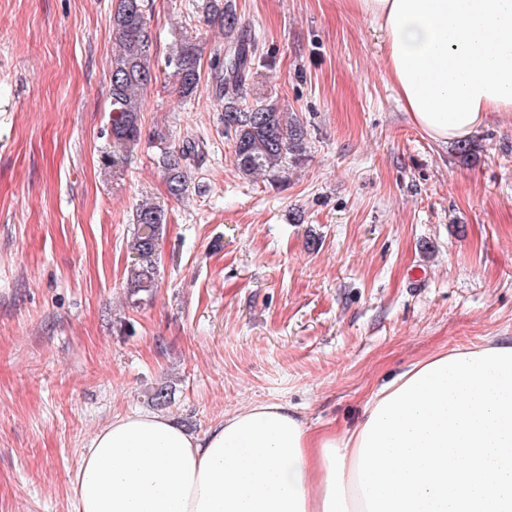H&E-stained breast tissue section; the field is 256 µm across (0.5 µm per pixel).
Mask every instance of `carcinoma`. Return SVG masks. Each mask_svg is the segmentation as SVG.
<instances>
[{
  "instance_id": "obj_1",
  "label": "carcinoma",
  "mask_w": 512,
  "mask_h": 512,
  "mask_svg": "<svg viewBox=\"0 0 512 512\" xmlns=\"http://www.w3.org/2000/svg\"><path fill=\"white\" fill-rule=\"evenodd\" d=\"M150 9L149 0H117L112 14L118 49L112 55L110 77V144L102 155L108 169L123 167L141 139L142 94L153 80ZM204 12L207 21L224 32V57L214 66L215 94L224 98V136L233 145L234 165L245 176L277 177L306 157L308 128L293 112L247 99L248 81L266 56L256 37L240 27L235 0H206ZM166 67L172 69L174 91L185 100L192 98L201 81L200 57L192 39L182 36L174 42ZM156 139L168 191L179 199L188 191L195 143L187 139L177 146L161 132ZM133 224L127 240L132 255L127 281L131 295L150 294L157 287V245L166 215L160 207L142 203L133 214Z\"/></svg>"
}]
</instances>
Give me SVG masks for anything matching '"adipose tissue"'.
Here are the masks:
<instances>
[{"label": "adipose tissue", "mask_w": 512, "mask_h": 512, "mask_svg": "<svg viewBox=\"0 0 512 512\" xmlns=\"http://www.w3.org/2000/svg\"><path fill=\"white\" fill-rule=\"evenodd\" d=\"M380 31L397 98L431 140L512 112V0H350ZM73 512H512V341L429 355L352 429L285 403L194 436L154 412L113 417L82 450Z\"/></svg>", "instance_id": "1"}]
</instances>
